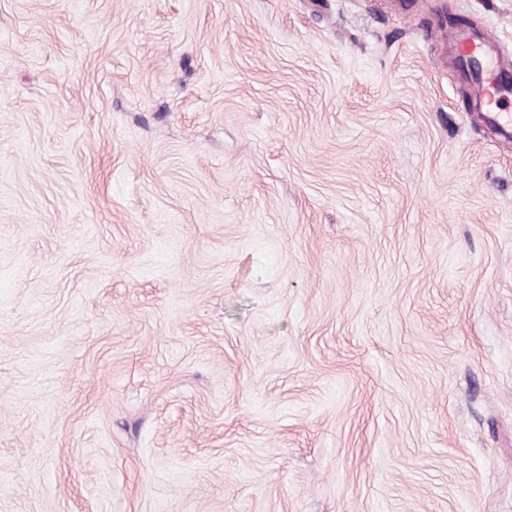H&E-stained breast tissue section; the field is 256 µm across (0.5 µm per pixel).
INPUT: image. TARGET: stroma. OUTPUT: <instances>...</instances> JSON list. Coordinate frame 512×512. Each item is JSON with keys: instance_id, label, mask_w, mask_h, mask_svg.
<instances>
[{"instance_id": "35a3bbf8", "label": "stroma", "mask_w": 512, "mask_h": 512, "mask_svg": "<svg viewBox=\"0 0 512 512\" xmlns=\"http://www.w3.org/2000/svg\"><path fill=\"white\" fill-rule=\"evenodd\" d=\"M512 0H0V512H512ZM453 40V50L470 64L472 111L481 115L495 133L509 137L512 111L502 104L512 99V71L501 64L491 39L470 29H457Z\"/></svg>"}]
</instances>
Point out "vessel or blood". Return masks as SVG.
I'll use <instances>...</instances> for the list:
<instances>
[{
  "label": "vessel or blood",
  "mask_w": 512,
  "mask_h": 512,
  "mask_svg": "<svg viewBox=\"0 0 512 512\" xmlns=\"http://www.w3.org/2000/svg\"><path fill=\"white\" fill-rule=\"evenodd\" d=\"M453 49L469 64L471 108L482 116L495 133L512 134V70L504 67L491 39L476 35L469 29L453 34Z\"/></svg>",
  "instance_id": "1"
}]
</instances>
